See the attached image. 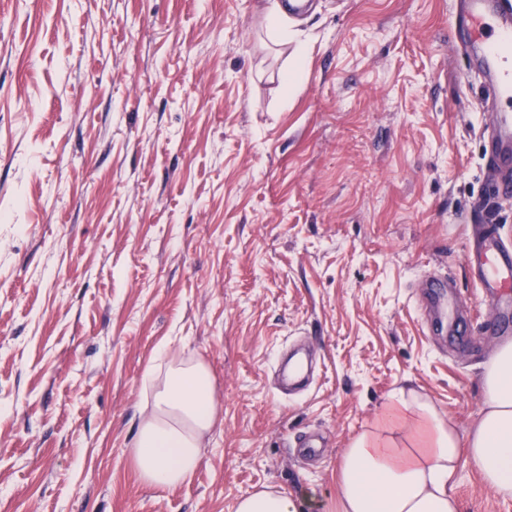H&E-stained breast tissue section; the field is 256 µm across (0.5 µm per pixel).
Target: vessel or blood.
Listing matches in <instances>:
<instances>
[{"label":"vessel or blood","instance_id":"obj_1","mask_svg":"<svg viewBox=\"0 0 512 512\" xmlns=\"http://www.w3.org/2000/svg\"><path fill=\"white\" fill-rule=\"evenodd\" d=\"M460 13L449 31L461 40L467 55L475 58L484 76L487 96L512 95V7L505 0H460ZM493 164L501 173L498 196L512 197V113H496L491 129ZM464 261L485 295L498 302L497 329L512 320V248L492 233H484L469 249Z\"/></svg>","mask_w":512,"mask_h":512}]
</instances>
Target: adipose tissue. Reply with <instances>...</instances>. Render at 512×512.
Here are the masks:
<instances>
[{
	"label": "adipose tissue",
	"mask_w": 512,
	"mask_h": 512,
	"mask_svg": "<svg viewBox=\"0 0 512 512\" xmlns=\"http://www.w3.org/2000/svg\"><path fill=\"white\" fill-rule=\"evenodd\" d=\"M267 33L280 46L295 43L282 86L291 97L303 74L307 47L297 43L288 18L271 2ZM165 376L147 370L151 389L132 455L145 483L161 488L189 481L205 453L218 411L209 369L160 350ZM484 406L476 425L459 434L432 403L414 390L396 392L381 422L344 452L336 512H457L448 491L461 459L471 460L487 486L512 499V341L498 346L482 366Z\"/></svg>",
	"instance_id": "adipose-tissue-1"
}]
</instances>
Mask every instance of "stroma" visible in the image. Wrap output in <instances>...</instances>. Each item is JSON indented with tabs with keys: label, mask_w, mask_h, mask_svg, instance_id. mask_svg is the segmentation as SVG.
Here are the masks:
<instances>
[{
	"label": "stroma",
	"mask_w": 512,
	"mask_h": 512,
	"mask_svg": "<svg viewBox=\"0 0 512 512\" xmlns=\"http://www.w3.org/2000/svg\"><path fill=\"white\" fill-rule=\"evenodd\" d=\"M456 0H0V512H235L271 487L336 512L343 453L392 392L469 430L499 340L463 256L485 195L483 78ZM447 279L467 340L432 335ZM210 369L192 479L131 453L157 350ZM323 457H297L300 439ZM459 512H512L461 461ZM266 17L268 37L275 44L286 46L296 39L297 33L288 26V17L276 4L267 5ZM307 47L303 43H298L295 51L291 56V61L288 67V72L283 77V98L288 100L294 93L297 85L303 74L306 60H307Z\"/></svg>",
	"instance_id": "35a3bbf8"
}]
</instances>
